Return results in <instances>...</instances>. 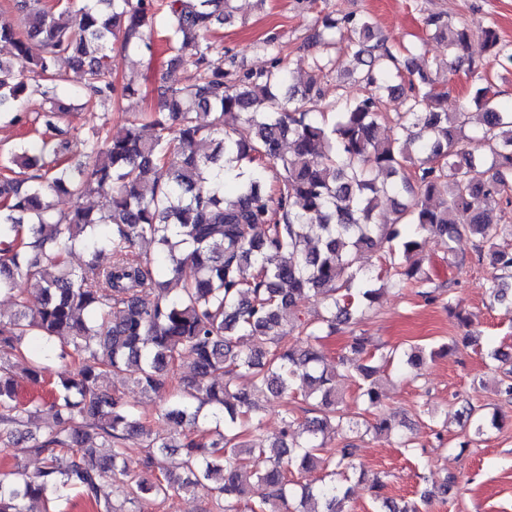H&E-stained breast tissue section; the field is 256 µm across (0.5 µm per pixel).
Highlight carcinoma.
I'll use <instances>...</instances> for the list:
<instances>
[{"mask_svg":"<svg viewBox=\"0 0 512 512\" xmlns=\"http://www.w3.org/2000/svg\"><path fill=\"white\" fill-rule=\"evenodd\" d=\"M231 0H12L20 27L0 21V41L26 56L37 39L45 52L28 73L0 61V113L23 121L27 98L38 94L56 115L71 107L58 92L57 61L71 56L84 69L85 106L133 103L142 97L132 82L112 79L109 52L152 50L165 33L169 64H186L185 84L154 88V135L141 134L139 119L117 136L92 127L77 154L48 120L35 141L7 153L0 176V294L16 312L0 318V447L24 438L43 467L33 477L0 471V512H31V504L53 509L74 497L93 512H124L115 504L114 482L125 501L139 504L172 492L204 491L218 508L233 512L238 501L251 512H348L350 488L336 482L352 467L355 446L345 440L327 448L343 425L336 408V368L312 342L324 330L352 319L361 299L380 294L379 278L357 265L365 249L400 254L395 275L424 289L438 288L423 271L420 236L448 244V263L465 258L453 243L463 231L474 237L477 260L493 270L490 296L512 304V225L492 219L512 188V106L503 107L481 66L464 57L475 33L484 49L512 66V44L491 26L454 25L440 16L426 24L448 43L457 66L473 78V102L482 110L478 141L493 158L494 172L471 177L485 164L483 153L461 149L465 113L447 112L432 75L415 58L389 45L369 17L343 20L349 48L363 69L370 92L354 102L323 104L320 64L305 86L290 84L291 71L275 57L257 74L224 70L209 40ZM403 94L404 109L386 111L385 96ZM280 168L267 189L262 168ZM383 179H378V176ZM75 200L59 213L49 195ZM96 194L93 211L81 199ZM407 194L388 224H378L381 198ZM80 246L92 254L108 250L106 265L90 262L73 270L63 256ZM195 270L182 277L185 266ZM180 285L177 293L166 280ZM40 284L31 299L24 284ZM323 296V312L302 317V304ZM305 345L281 343L288 329ZM245 337L248 350L237 348ZM350 347L371 357L383 349L371 336L355 334ZM190 357L189 374L171 392L165 418L175 431L163 436L142 423L134 407L108 381L135 372L133 385L150 396L166 390ZM55 362L74 370L54 374ZM22 367L33 385L51 387L46 405L53 426L45 436L23 434L14 370ZM246 375L251 387L237 379ZM300 385L317 399L319 415L299 421L285 413L283 430L267 444L250 414L260 396H280ZM203 417L215 427H198ZM112 448L96 461L89 442ZM147 448L144 471L130 474L126 441ZM180 449V470L166 460ZM263 456L267 467L244 479L248 462ZM324 471L318 486L288 479L290 469ZM375 478V512H419L383 495Z\"/></svg>","mask_w":512,"mask_h":512,"instance_id":"1","label":"carcinoma"}]
</instances>
